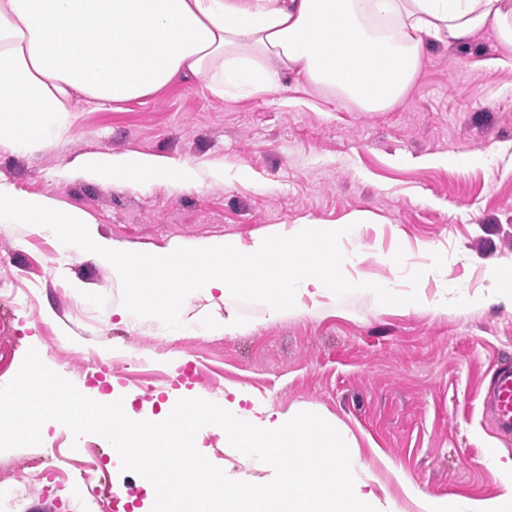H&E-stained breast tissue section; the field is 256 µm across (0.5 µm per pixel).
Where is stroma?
<instances>
[{
    "label": "stroma",
    "mask_w": 512,
    "mask_h": 512,
    "mask_svg": "<svg viewBox=\"0 0 512 512\" xmlns=\"http://www.w3.org/2000/svg\"><path fill=\"white\" fill-rule=\"evenodd\" d=\"M487 30L467 46L428 48L408 97L384 112H357L329 94L307 105L296 76L267 92L215 96L204 83L180 81L119 108L80 102L67 138L21 153L0 151V177L23 194L55 198L90 215V234L121 250L202 248L230 236L249 246L276 226L333 224L365 211L341 247L347 277L392 281L409 291L406 271L444 254L442 268L418 286L430 300L461 282L466 307L449 311L384 306L369 291L344 298L301 289L297 312L271 317L267 305L232 297L194 310L233 316L243 332L227 336L192 324L175 330L138 318L121 304L122 285L95 254L72 250L45 228L0 224V384L28 349L76 387L96 386L137 413L201 397L216 404L244 393L285 415L309 411L353 434L356 480L400 512H418L391 473L399 467L434 496L492 499L503 491L494 457L512 458L482 416L496 368L512 362V297L494 272L512 273V67ZM129 152L189 165L195 183L127 187L77 175L91 154ZM401 255V267L385 263ZM187 361L201 378L178 381ZM42 442L6 451L17 461L60 450L76 472L84 449L107 462L119 512L141 506L139 477L124 473L98 435L73 437L56 421ZM202 447L235 480L255 470L224 435ZM104 494L70 482L46 490L0 491V512H105Z\"/></svg>",
    "instance_id": "35a3bbf8"
}]
</instances>
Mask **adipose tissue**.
I'll list each match as a JSON object with an SVG mask.
<instances>
[{"mask_svg":"<svg viewBox=\"0 0 512 512\" xmlns=\"http://www.w3.org/2000/svg\"><path fill=\"white\" fill-rule=\"evenodd\" d=\"M486 28L512 47V0H0V147L65 136L74 95L125 103L187 78L220 95L272 90L293 73L384 112L413 88L430 45H464ZM85 168L130 186L196 178L136 153ZM501 473V495L469 502L394 476L419 512H512V462Z\"/></svg>","mask_w":512,"mask_h":512,"instance_id":"adipose-tissue-1","label":"adipose tissue"}]
</instances>
